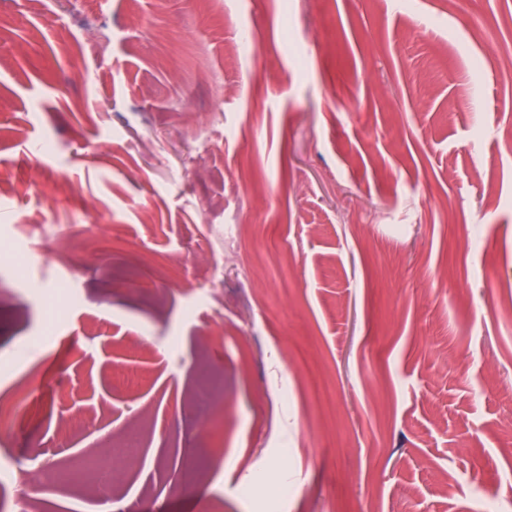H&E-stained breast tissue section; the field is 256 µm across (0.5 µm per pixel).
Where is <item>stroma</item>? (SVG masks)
Listing matches in <instances>:
<instances>
[{"label":"stroma","instance_id":"35a3bbf8","mask_svg":"<svg viewBox=\"0 0 512 512\" xmlns=\"http://www.w3.org/2000/svg\"><path fill=\"white\" fill-rule=\"evenodd\" d=\"M510 50L512 0H0V512H512Z\"/></svg>","mask_w":512,"mask_h":512}]
</instances>
